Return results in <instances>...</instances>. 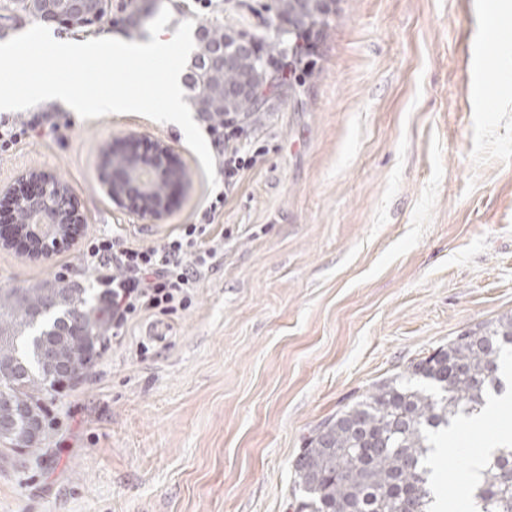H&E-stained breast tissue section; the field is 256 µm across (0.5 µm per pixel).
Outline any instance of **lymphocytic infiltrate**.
I'll return each mask as SVG.
<instances>
[{
  "label": "lymphocytic infiltrate",
  "mask_w": 512,
  "mask_h": 512,
  "mask_svg": "<svg viewBox=\"0 0 512 512\" xmlns=\"http://www.w3.org/2000/svg\"><path fill=\"white\" fill-rule=\"evenodd\" d=\"M208 131L225 189L211 198L199 223L178 225L153 245L130 242L118 233L83 240L82 257L104 289L113 337L126 335L139 318L188 308L212 260L224 248L223 236L213 234L212 228L224 211L227 191L261 165L264 151L243 143L234 123L212 121Z\"/></svg>",
  "instance_id": "obj_1"
}]
</instances>
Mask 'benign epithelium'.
<instances>
[{
    "instance_id": "obj_1",
    "label": "benign epithelium",
    "mask_w": 512,
    "mask_h": 512,
    "mask_svg": "<svg viewBox=\"0 0 512 512\" xmlns=\"http://www.w3.org/2000/svg\"><path fill=\"white\" fill-rule=\"evenodd\" d=\"M55 8L42 16L46 22H59L64 15L81 17L89 24H101L102 0H51ZM233 48L226 51L219 47L208 60L210 66L232 64L234 58L254 53L252 39L237 35L233 37ZM105 166L112 170V177L106 184L112 201L129 209L139 219L156 223L162 220L171 207V190L189 180V172L174 154L172 148L162 140L156 141L151 150L141 148L140 136L130 134L112 143L103 150ZM54 176L46 171L33 169L4 186V194L10 196L14 206L24 205L34 218L33 224H19L14 239L27 240L28 253L35 258L47 259L53 247L62 239L75 235L79 217L75 199L68 196L61 199L51 195ZM0 417V433H8L17 421L25 422V442L35 445L39 442L42 423L35 412L25 405H14L6 399Z\"/></svg>"
}]
</instances>
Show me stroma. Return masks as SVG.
I'll return each mask as SVG.
<instances>
[{"mask_svg":"<svg viewBox=\"0 0 512 512\" xmlns=\"http://www.w3.org/2000/svg\"><path fill=\"white\" fill-rule=\"evenodd\" d=\"M265 0H162L181 22L270 36ZM486 0H337L296 92L243 121L266 155L230 194L224 253L191 306L135 321L43 400L37 453L0 455V512H296L293 464L323 421L461 332L512 313V13L484 49ZM55 35L149 38L113 11ZM61 124L0 152V185L50 171L85 236L159 243L214 195L175 126L139 114ZM139 134L189 171L160 222L113 203L101 151ZM81 243L0 248V287H96Z\"/></svg>","mask_w":512,"mask_h":512,"instance_id":"1","label":"stroma"}]
</instances>
